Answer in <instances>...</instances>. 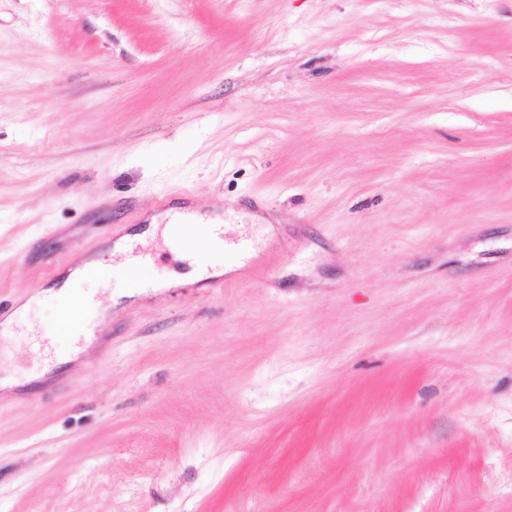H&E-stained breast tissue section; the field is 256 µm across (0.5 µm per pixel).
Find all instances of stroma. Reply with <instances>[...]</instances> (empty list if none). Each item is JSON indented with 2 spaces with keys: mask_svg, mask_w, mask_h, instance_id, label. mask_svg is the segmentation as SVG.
<instances>
[{
  "mask_svg": "<svg viewBox=\"0 0 512 512\" xmlns=\"http://www.w3.org/2000/svg\"><path fill=\"white\" fill-rule=\"evenodd\" d=\"M0 302V512H512V0H0ZM119 267L127 269V292L122 296H133L141 293V284L146 283V269L148 264H142L140 259L128 258L118 264ZM107 265L99 260L88 261L79 264L70 271L68 276L65 278L59 288H49L40 294H49L51 297H56L61 300H67L70 296V288L73 283L78 281H95L97 282L102 278L107 269Z\"/></svg>",
  "mask_w": 512,
  "mask_h": 512,
  "instance_id": "35a3bbf8",
  "label": "stroma"
}]
</instances>
